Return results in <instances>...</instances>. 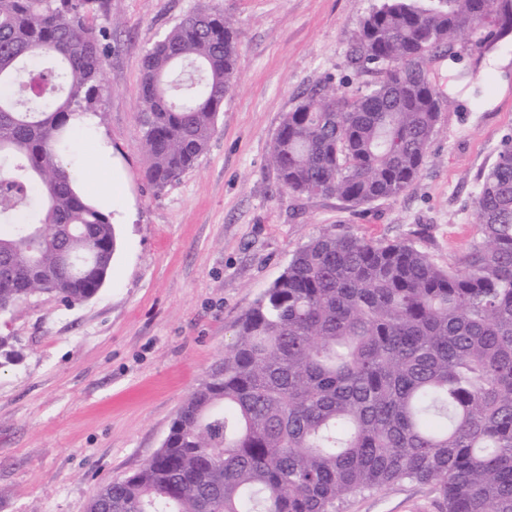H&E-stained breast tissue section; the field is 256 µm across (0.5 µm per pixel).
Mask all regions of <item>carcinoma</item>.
<instances>
[{"label": "carcinoma", "instance_id": "1", "mask_svg": "<svg viewBox=\"0 0 512 512\" xmlns=\"http://www.w3.org/2000/svg\"><path fill=\"white\" fill-rule=\"evenodd\" d=\"M94 0H0V311L36 292L94 297L112 264L111 215L62 157L95 111L102 34ZM474 65L512 34V0H380L349 65L373 74L340 95L318 83L286 113L270 161L298 196L352 207L414 182L438 131L437 57ZM240 57L218 11L183 18L143 58L139 127L157 187L206 152ZM454 85L479 101L473 70ZM480 237L437 265L408 242L327 229L234 325L217 368L162 447L101 489L107 512H340L392 483L433 484L441 512H512V136L480 173Z\"/></svg>", "mask_w": 512, "mask_h": 512}]
</instances>
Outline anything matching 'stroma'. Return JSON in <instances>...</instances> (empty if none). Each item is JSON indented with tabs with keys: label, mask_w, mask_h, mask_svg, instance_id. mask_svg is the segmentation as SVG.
I'll use <instances>...</instances> for the list:
<instances>
[{
	"label": "stroma",
	"mask_w": 512,
	"mask_h": 512,
	"mask_svg": "<svg viewBox=\"0 0 512 512\" xmlns=\"http://www.w3.org/2000/svg\"><path fill=\"white\" fill-rule=\"evenodd\" d=\"M377 2L112 0L90 10L89 23L108 34L105 117L76 135L67 161L96 194L91 152L110 149L117 247L90 300L69 305L38 292L0 314V336L16 354L0 365V512H87L102 486L139 470L232 342L237 318L325 227L411 242L443 267L478 238L477 178L512 133V39L475 76L489 83L484 104L466 92L444 99L427 161L400 196L358 208L297 196L269 164L303 91L323 80L349 94L371 83L347 54ZM200 8L234 21L237 81L196 166L158 188L138 139L142 59ZM342 512H439L438 494L405 481L350 499Z\"/></svg>",
	"instance_id": "obj_1"
}]
</instances>
